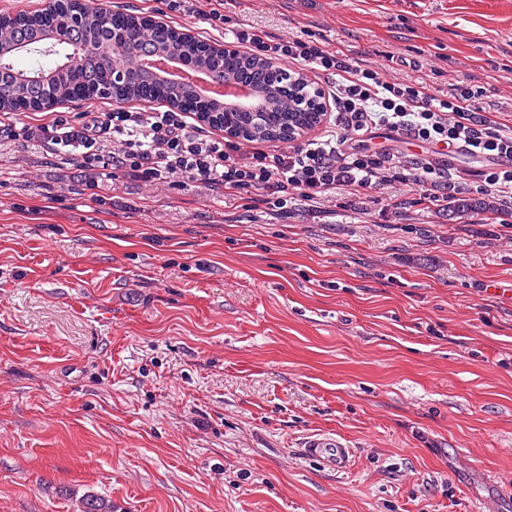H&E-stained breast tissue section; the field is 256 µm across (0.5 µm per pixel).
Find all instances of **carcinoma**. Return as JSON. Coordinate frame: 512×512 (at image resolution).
I'll use <instances>...</instances> for the list:
<instances>
[{
    "mask_svg": "<svg viewBox=\"0 0 512 512\" xmlns=\"http://www.w3.org/2000/svg\"><path fill=\"white\" fill-rule=\"evenodd\" d=\"M19 54L54 56L56 61L48 69L39 65L24 71L13 63ZM159 55L193 65L218 85L250 86L259 113H236L249 141H285L313 124L311 113L295 107L290 87L271 88L266 59L186 37L170 25L150 26L140 16L106 8L100 0H83L76 10L53 4L38 12L0 16V112H37L59 103L101 97L117 103H166L218 126L224 102L205 99L191 86L176 89L157 72L139 69L125 83L112 84L118 61L138 62ZM495 208L490 199L450 196L449 212L456 215ZM78 512H112V504L86 494Z\"/></svg>",
    "mask_w": 512,
    "mask_h": 512,
    "instance_id": "1",
    "label": "carcinoma"
}]
</instances>
